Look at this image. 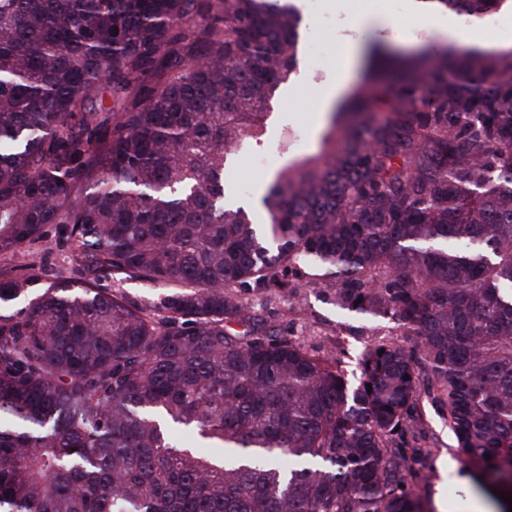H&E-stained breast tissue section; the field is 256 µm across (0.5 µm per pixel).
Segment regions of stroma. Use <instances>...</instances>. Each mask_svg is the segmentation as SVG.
<instances>
[{"instance_id":"35a3bbf8","label":"stroma","mask_w":512,"mask_h":512,"mask_svg":"<svg viewBox=\"0 0 512 512\" xmlns=\"http://www.w3.org/2000/svg\"><path fill=\"white\" fill-rule=\"evenodd\" d=\"M320 35L332 59L321 65H309L299 59L295 71L282 84L270 103L267 131L259 151L266 156L264 166H257L253 154L257 149H241L224 169V184L237 190L239 201H249L261 179L272 175L294 160L316 154L328 125L327 113L319 109L328 80L334 75L340 48L335 27L321 29ZM64 225L49 224L43 238L31 242L20 255L0 254V272L17 273L30 280V292L37 295L52 282L72 276L76 264L71 246L66 241ZM101 285L125 294L143 307H157L169 287L141 278L112 279L104 275ZM279 332L299 341L316 354H336L347 368H354L355 357L369 341L403 343L395 323L388 319H365L337 312L332 291L324 281L315 280L297 293L287 289H246L243 292ZM355 327L352 336L337 339L341 325ZM427 446L409 464L417 493L428 501L434 512H493L491 497L480 490L471 476L469 466L458 455L455 439L441 412L428 398H420Z\"/></svg>"}]
</instances>
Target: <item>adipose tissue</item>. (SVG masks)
<instances>
[{
  "mask_svg": "<svg viewBox=\"0 0 512 512\" xmlns=\"http://www.w3.org/2000/svg\"><path fill=\"white\" fill-rule=\"evenodd\" d=\"M406 13L417 19L430 22L435 33L442 40H462L466 49L487 48L488 43L483 38H461L462 22L449 16L447 10L438 9L433 0H404ZM336 11L347 13L349 29L341 33V50L336 76L325 89L321 104L322 111H329L335 101H338L348 90L355 79L359 65L364 57V44L360 41L359 32L370 30L376 33L380 42L390 38L393 21L383 0H376L374 7L366 11L350 12L346 0H336Z\"/></svg>",
  "mask_w": 512,
  "mask_h": 512,
  "instance_id": "ef3b65f1",
  "label": "adipose tissue"
}]
</instances>
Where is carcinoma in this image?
Here are the masks:
<instances>
[{"label": "carcinoma", "mask_w": 512, "mask_h": 512, "mask_svg": "<svg viewBox=\"0 0 512 512\" xmlns=\"http://www.w3.org/2000/svg\"><path fill=\"white\" fill-rule=\"evenodd\" d=\"M301 21L293 0H0V253L65 224L80 266L32 298L0 275V304L29 298L0 316V512H425L422 393L481 488L512 480V46L373 47L389 81L331 112L255 224L224 167L260 144ZM100 86L115 107L91 111ZM308 269L411 346L367 344L351 381L240 297ZM101 273L181 291L156 316Z\"/></svg>", "instance_id": "obj_1"}]
</instances>
